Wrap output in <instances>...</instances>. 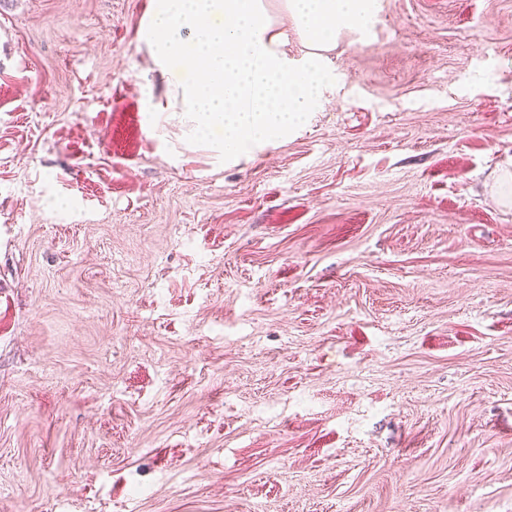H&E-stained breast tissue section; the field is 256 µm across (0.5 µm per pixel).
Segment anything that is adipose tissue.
I'll return each mask as SVG.
<instances>
[{
  "label": "adipose tissue",
  "mask_w": 512,
  "mask_h": 512,
  "mask_svg": "<svg viewBox=\"0 0 512 512\" xmlns=\"http://www.w3.org/2000/svg\"><path fill=\"white\" fill-rule=\"evenodd\" d=\"M311 50L290 58L264 0H150L140 29L165 98L154 126L181 143L236 160L287 138L331 89L326 50L367 25L376 0H282Z\"/></svg>",
  "instance_id": "1"
}]
</instances>
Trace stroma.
Returning a JSON list of instances; mask_svg holds the SVG:
<instances>
[{
	"label": "stroma",
	"instance_id": "obj_1",
	"mask_svg": "<svg viewBox=\"0 0 512 512\" xmlns=\"http://www.w3.org/2000/svg\"><path fill=\"white\" fill-rule=\"evenodd\" d=\"M149 0H0V512H512V0H378L234 166Z\"/></svg>",
	"mask_w": 512,
	"mask_h": 512
}]
</instances>
